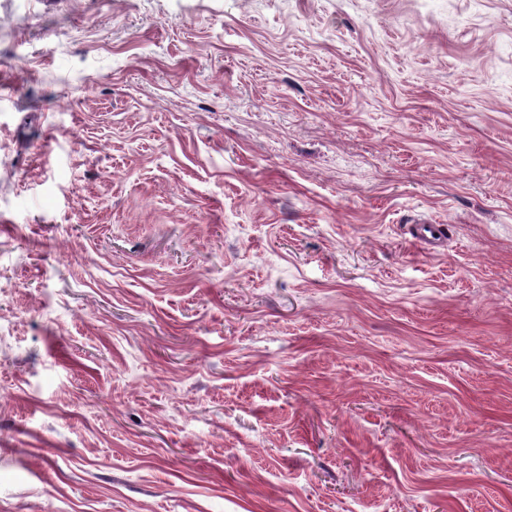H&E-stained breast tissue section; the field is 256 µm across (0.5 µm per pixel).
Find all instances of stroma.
Wrapping results in <instances>:
<instances>
[{
    "label": "stroma",
    "instance_id": "35a3bbf8",
    "mask_svg": "<svg viewBox=\"0 0 512 512\" xmlns=\"http://www.w3.org/2000/svg\"><path fill=\"white\" fill-rule=\"evenodd\" d=\"M0 512H512V0H0Z\"/></svg>",
    "mask_w": 512,
    "mask_h": 512
}]
</instances>
